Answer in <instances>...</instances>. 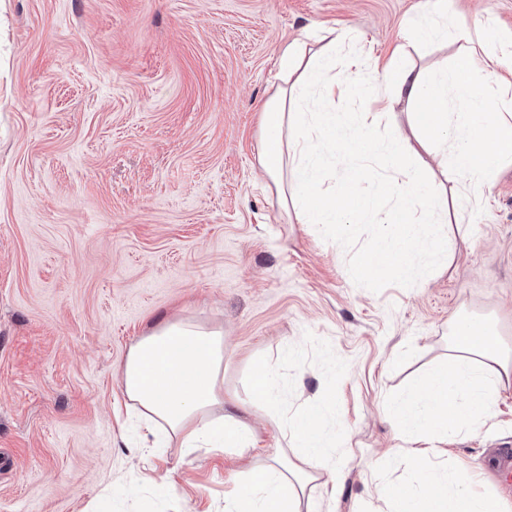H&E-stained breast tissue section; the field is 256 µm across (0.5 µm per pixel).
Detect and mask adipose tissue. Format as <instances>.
<instances>
[{
	"mask_svg": "<svg viewBox=\"0 0 512 512\" xmlns=\"http://www.w3.org/2000/svg\"><path fill=\"white\" fill-rule=\"evenodd\" d=\"M324 37L326 46L314 53L300 43L281 53L283 81L260 112L258 162L280 201L296 204L298 223L341 228L360 223L369 200L355 178L338 185L336 198L325 196L316 172V143L324 141L342 155L368 158L374 121L365 112L356 126L344 128L335 103L350 89L351 71L337 68L336 49L346 32L331 28ZM447 37L464 47L453 70L436 78L412 69L384 71L383 89L376 96L386 113L399 103L413 109L423 102L430 108L427 121L417 124L418 139L397 132L384 139L392 170L384 190L406 211L416 205L434 215L448 209L446 200L407 166L417 147L439 156L446 179L476 199L495 172L512 163V100L502 96L493 80L512 64V38L493 50L477 24L451 28L439 15L426 18L395 53L401 56L420 41ZM293 75L299 81L295 87L286 83ZM418 248L439 252L443 241L420 224H403L396 233L388 227L376 229L365 272L372 278L386 269L407 275ZM121 371L125 396L146 428L143 445L155 450L177 443L248 452L256 433L244 414L279 405L281 399L267 366L254 371L243 392L225 394L223 329L183 319L159 320L130 347ZM508 384L512 361L497 326L487 317L462 318L454 324L446 367L431 373L417 394L392 403L390 413L412 440L424 443V455L436 456L442 442L490 418L496 395ZM324 418L318 408L291 417L302 448L297 462L289 463L281 449L250 468L246 482L237 487L231 512H301L306 487L316 479L313 467L326 454ZM470 484L463 471L427 468L415 482L380 486L376 494L386 501L388 512H508L498 499L475 492Z\"/></svg>",
	"mask_w": 512,
	"mask_h": 512,
	"instance_id": "obj_1",
	"label": "adipose tissue"
}]
</instances>
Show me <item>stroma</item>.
Instances as JSON below:
<instances>
[{
  "instance_id": "1",
  "label": "stroma",
  "mask_w": 512,
  "mask_h": 512,
  "mask_svg": "<svg viewBox=\"0 0 512 512\" xmlns=\"http://www.w3.org/2000/svg\"><path fill=\"white\" fill-rule=\"evenodd\" d=\"M425 2L0 0V512H229L236 449L137 446L119 367L163 317L223 328L225 392L266 363L289 414L327 406L336 479L311 483L309 512H368L377 481L414 480L384 404L447 360L456 317H490L512 347V165L474 202L423 154L447 250L367 281L372 225L286 222L256 147L288 43L349 29L359 86L336 109L353 117ZM447 2L449 21L512 34V0ZM457 51L427 41L403 64ZM352 173L376 192L383 153L322 186ZM493 413L437 463L512 508L474 466L512 444V387Z\"/></svg>"
}]
</instances>
